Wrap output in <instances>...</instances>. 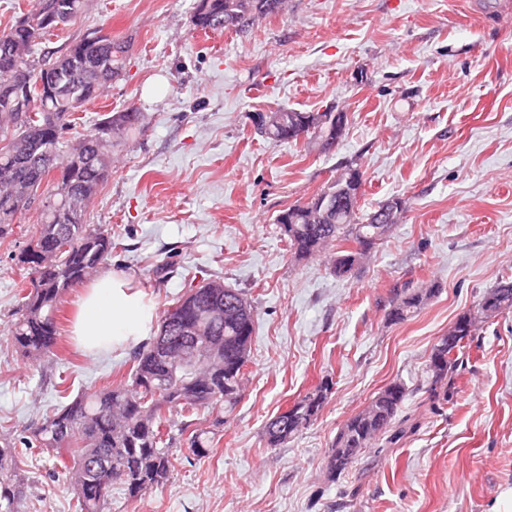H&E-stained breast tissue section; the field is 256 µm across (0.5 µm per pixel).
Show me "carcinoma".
Wrapping results in <instances>:
<instances>
[{"mask_svg": "<svg viewBox=\"0 0 512 512\" xmlns=\"http://www.w3.org/2000/svg\"><path fill=\"white\" fill-rule=\"evenodd\" d=\"M286 0H198L193 25L204 31L241 29L255 20L278 13ZM88 7V0H35L11 26L0 32V239L13 232L12 224L32 201L41 199L40 224L27 245L14 257L25 270L27 289L9 336L23 357L40 361L57 348V313L65 292L86 281L112 258V229L105 224L86 223L92 199L112 170V145L141 129L143 113L132 104L106 112L91 132L75 136L76 112L103 95L110 82L95 71L105 69L115 77L123 69L125 47L112 35L95 29L62 50L41 51L39 47L54 34L58 20L74 21ZM39 55L52 64L54 96L43 97L35 86L36 74L27 61ZM31 92L28 111L13 105L12 90ZM286 123L272 131V141L306 143L317 131L349 122L346 112H301L281 107L275 110ZM24 146L27 158L16 157ZM348 203L342 216L329 224L307 220L309 204L300 202L284 210L277 223L288 237L297 258L323 253L330 246L350 245L334 260L336 274H345L354 264L387 237L377 235L370 224L373 213L361 212L362 174L344 169ZM435 293L421 289L396 299L389 318L403 322L413 316ZM245 304L237 315H223L202 323L203 306L224 308V302ZM512 309V281H501L477 303V311L465 312L453 325L451 337L434 345L427 365L431 376L430 395L441 384L454 382L459 355L464 353L482 320ZM255 313L238 291L212 280L191 287L165 309L160 328L174 346L185 339L184 329L195 327L207 340L195 370L177 368L171 357L160 355L156 340L136 352L129 380L76 396L69 404L45 418L32 438L16 441L0 438V512H19L23 497L21 464L23 450L32 446L48 451L62 464L79 502L80 512H106L112 487L120 486L134 500L164 484L171 468L165 437L173 427L171 415L185 417L178 431L189 433V451L204 456L210 451L211 433L224 424L222 413L231 411L244 387V368L254 331ZM163 393L155 394L159 384ZM327 388L320 387L278 414L265 426L267 447L277 448L308 428L320 412ZM406 397L401 383H392L344 425L327 460L331 478L344 473L378 437L388 433Z\"/></svg>", "mask_w": 512, "mask_h": 512, "instance_id": "1", "label": "carcinoma"}]
</instances>
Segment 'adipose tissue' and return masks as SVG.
<instances>
[{
  "label": "adipose tissue",
  "mask_w": 512,
  "mask_h": 512,
  "mask_svg": "<svg viewBox=\"0 0 512 512\" xmlns=\"http://www.w3.org/2000/svg\"><path fill=\"white\" fill-rule=\"evenodd\" d=\"M154 300L126 276L98 274L84 294L71 334L92 355L136 347L154 336Z\"/></svg>",
  "instance_id": "ef3b65f1"
}]
</instances>
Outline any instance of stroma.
I'll list each match as a JSON object with an SVG mask.
<instances>
[{"mask_svg": "<svg viewBox=\"0 0 512 512\" xmlns=\"http://www.w3.org/2000/svg\"><path fill=\"white\" fill-rule=\"evenodd\" d=\"M195 7L91 0L48 42L96 28L127 46L79 127L130 103L144 114L87 209V223L112 230L108 269L160 311L210 279L255 311L244 391L208 455L177 436L167 481L135 500L113 487L108 512H491L512 488V310L481 325L447 398L431 399L427 363L460 314L512 280V11L498 0H288L243 29L205 33ZM280 107H337L349 124L327 151L273 142L252 116ZM349 166L363 175V211L398 197L406 212L339 277L329 254L295 258L276 218ZM39 222L35 204L0 240V435L15 438L77 394L127 380L134 356L75 346L79 286L63 297L55 354L34 364L16 352L11 256ZM431 286L413 318L389 320L396 291ZM395 381L409 394L394 438L330 478L340 430ZM325 382L314 424L267 447L265 423ZM23 474L22 512H77L42 449Z\"/></svg>", "mask_w": 512, "mask_h": 512, "instance_id": "1", "label": "stroma"}]
</instances>
